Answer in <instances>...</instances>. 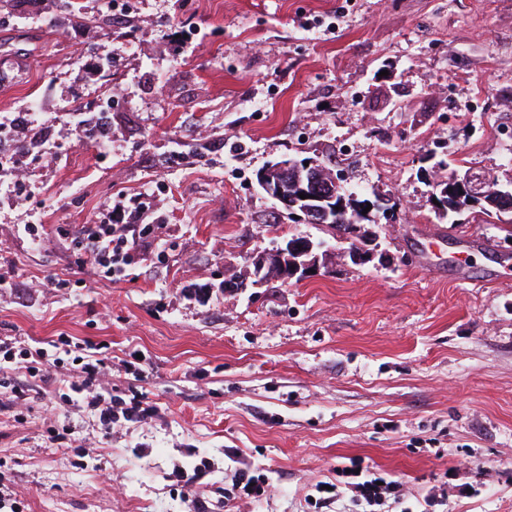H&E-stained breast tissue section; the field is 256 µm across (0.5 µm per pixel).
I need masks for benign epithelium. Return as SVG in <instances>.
<instances>
[{
  "label": "benign epithelium",
  "instance_id": "obj_1",
  "mask_svg": "<svg viewBox=\"0 0 512 512\" xmlns=\"http://www.w3.org/2000/svg\"><path fill=\"white\" fill-rule=\"evenodd\" d=\"M290 176L296 182L294 189L300 193L309 194L307 201L310 205L298 207L297 196L288 192ZM258 179V186L270 198L282 204L296 222L322 223L328 218V210L321 207L328 198L320 193L321 177L318 174L316 162L306 163L302 160L274 162L259 172ZM326 247V241L307 237L302 242L285 241L275 249L257 254L252 259L250 273L252 285L261 286L266 283L271 271L278 273L284 281L310 278L312 269L315 270V274H320V251ZM343 254L356 265L374 258V253L361 245L348 247Z\"/></svg>",
  "mask_w": 512,
  "mask_h": 512
}]
</instances>
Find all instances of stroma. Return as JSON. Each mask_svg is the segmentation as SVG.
I'll return each mask as SVG.
<instances>
[{"label":"stroma","instance_id":"35a3bbf8","mask_svg":"<svg viewBox=\"0 0 512 512\" xmlns=\"http://www.w3.org/2000/svg\"><path fill=\"white\" fill-rule=\"evenodd\" d=\"M59 14L22 0L0 26V113L36 104L62 153L31 169L26 203L0 170V337L73 353L23 403L0 388L18 512H344L312 495L356 457L413 512H512V236L430 201L456 173L512 185V133L487 132L512 121V0H139L108 38ZM90 43L126 61L105 165L60 110L103 84ZM288 159L398 219L372 226L366 264L336 254L316 277L225 291L257 253L326 236L256 182ZM138 199L136 223L158 227L142 262L116 282L76 266L81 225ZM94 346L113 396L158 407L108 438L65 399ZM255 467L268 493L225 497Z\"/></svg>","mask_w":512,"mask_h":512}]
</instances>
